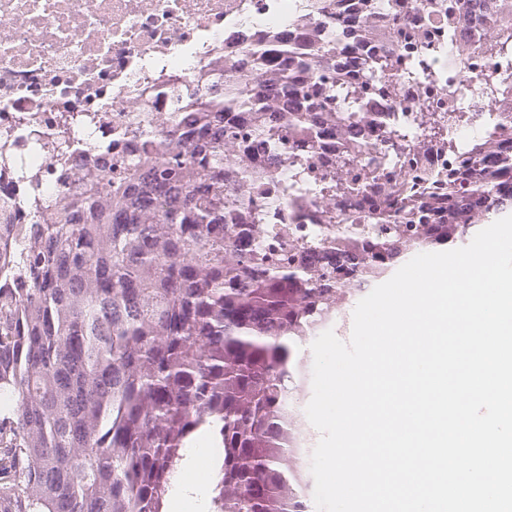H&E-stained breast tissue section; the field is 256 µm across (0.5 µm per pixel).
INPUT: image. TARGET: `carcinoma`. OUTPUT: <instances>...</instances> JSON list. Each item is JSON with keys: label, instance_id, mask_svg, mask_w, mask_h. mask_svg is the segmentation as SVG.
Listing matches in <instances>:
<instances>
[{"label": "carcinoma", "instance_id": "obj_1", "mask_svg": "<svg viewBox=\"0 0 512 512\" xmlns=\"http://www.w3.org/2000/svg\"><path fill=\"white\" fill-rule=\"evenodd\" d=\"M319 8L336 18V43L322 52L335 86L310 77L319 52L301 32H275L236 58L264 74L241 104L188 101L163 165H94L67 206L49 213L35 194L39 223L0 224V512H163L181 451L202 432L218 461L211 512H280L290 478L273 447L285 340L333 303L340 274L373 259L389 266L412 238L452 243L512 206V142L489 173L478 137L448 174L381 192V168L360 160L355 128L380 130L383 155L405 166L414 141L394 108L436 137L465 114L447 119L417 94L420 71L406 58L429 48L389 53L362 39L368 0ZM419 9L455 15L440 0ZM270 94L282 100L276 115L260 109ZM256 124L310 149L345 219L377 224V235L293 247L296 280L278 276L280 257L251 265L239 225L248 217L226 206L224 135ZM190 163L197 179L186 184ZM146 210L155 223H140Z\"/></svg>", "mask_w": 512, "mask_h": 512}]
</instances>
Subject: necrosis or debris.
<instances>
[{"label": "necrosis or debris", "mask_w": 512, "mask_h": 512, "mask_svg": "<svg viewBox=\"0 0 512 512\" xmlns=\"http://www.w3.org/2000/svg\"><path fill=\"white\" fill-rule=\"evenodd\" d=\"M372 4L365 25L372 41L391 47L406 38L450 41V51L425 60V85L441 93L442 110L472 114L471 124L450 129L456 144L477 135L493 144L512 134V96L498 98L488 117L470 82L475 67L512 81V53L484 51L512 33V0H495V19L474 14L454 28L437 16L418 20V0ZM288 28L306 32L316 49L328 39L316 0H0V206L7 223H37L27 206L30 177L38 178L50 207H60L82 188L104 144H111L113 159L162 164L159 141L180 125L187 98L216 91L230 102L249 79V72L229 68L225 55L252 53L265 33ZM205 70L218 77L217 86L200 81ZM246 139L268 142L266 153L246 152ZM62 140L71 148L60 158L54 148ZM294 155L291 145L269 140L254 125L224 140V166L237 173L235 206L250 216L251 255L372 235L373 225L343 221L335 193L315 187L321 167L309 162L298 183L321 221L305 217L296 195L282 190ZM312 366L304 359L289 371L277 402L276 445L303 478L310 473L312 433L301 403Z\"/></svg>", "instance_id": "obj_1"}]
</instances>
